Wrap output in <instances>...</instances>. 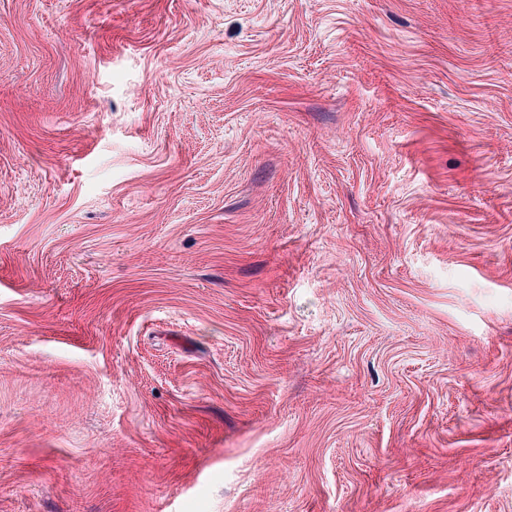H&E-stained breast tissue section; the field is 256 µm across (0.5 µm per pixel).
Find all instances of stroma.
<instances>
[{"label": "stroma", "instance_id": "obj_1", "mask_svg": "<svg viewBox=\"0 0 512 512\" xmlns=\"http://www.w3.org/2000/svg\"><path fill=\"white\" fill-rule=\"evenodd\" d=\"M0 512H512V0H0Z\"/></svg>", "mask_w": 512, "mask_h": 512}]
</instances>
